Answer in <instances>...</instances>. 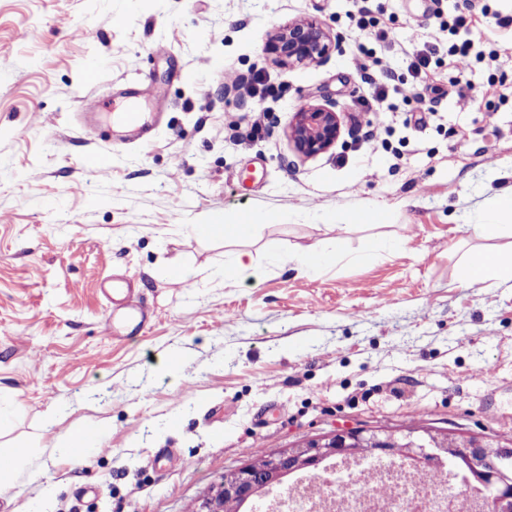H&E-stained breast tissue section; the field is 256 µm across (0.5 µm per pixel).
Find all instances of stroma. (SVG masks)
Instances as JSON below:
<instances>
[{
    "label": "stroma",
    "instance_id": "1",
    "mask_svg": "<svg viewBox=\"0 0 512 512\" xmlns=\"http://www.w3.org/2000/svg\"><path fill=\"white\" fill-rule=\"evenodd\" d=\"M369 7L390 48L360 40L352 0H0V464L30 451L0 512H195L246 450L341 428L512 442V288L458 276L483 244L466 225L512 186V22L496 21L512 0ZM451 9L500 54L474 61L462 97L440 27ZM305 17L338 48L276 63L267 34ZM413 35L440 49L416 79ZM380 78L417 92L364 107ZM131 85L151 101L143 142L112 133ZM328 100L346 127L300 158L288 128ZM91 156L108 172L87 176ZM373 211L322 276L267 257ZM218 215L258 217L243 247L257 277L225 284L240 247L193 231ZM188 267L200 276L186 290L173 274ZM115 275L150 313L137 335L105 333ZM101 426L73 461L70 432Z\"/></svg>",
    "mask_w": 512,
    "mask_h": 512
}]
</instances>
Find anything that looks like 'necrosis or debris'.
Wrapping results in <instances>:
<instances>
[{
	"mask_svg": "<svg viewBox=\"0 0 512 512\" xmlns=\"http://www.w3.org/2000/svg\"><path fill=\"white\" fill-rule=\"evenodd\" d=\"M385 486L387 496L373 494L371 485ZM413 501L424 512H448L463 502L467 512H478L479 501L458 478L416 474L399 460L367 457L338 462L329 474L292 478L287 492L270 491L251 512H399Z\"/></svg>",
	"mask_w": 512,
	"mask_h": 512,
	"instance_id": "4bbe7bcc",
	"label": "necrosis or debris"
}]
</instances>
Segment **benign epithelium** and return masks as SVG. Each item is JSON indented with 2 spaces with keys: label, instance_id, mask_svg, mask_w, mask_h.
<instances>
[{
  "label": "benign epithelium",
  "instance_id": "7a95c632",
  "mask_svg": "<svg viewBox=\"0 0 512 512\" xmlns=\"http://www.w3.org/2000/svg\"><path fill=\"white\" fill-rule=\"evenodd\" d=\"M335 48L323 23L310 17L277 30L265 43L267 53L288 66L321 63ZM341 130V117L334 104L310 105L296 113L288 138L298 154L313 157L335 146ZM439 439L440 435L430 431L417 435L388 429L336 430L318 439L269 452L268 465L261 473L253 469L250 461H243L228 471L231 478L203 493L197 512H224L227 499L243 504L287 476L320 473L324 463L336 457L352 461L376 455L406 460L420 470H441L443 462L434 452ZM448 453L458 459L464 484L486 492L487 512H512V474L507 469L512 460V445L455 439L448 444Z\"/></svg>",
  "mask_w": 512,
  "mask_h": 512
}]
</instances>
